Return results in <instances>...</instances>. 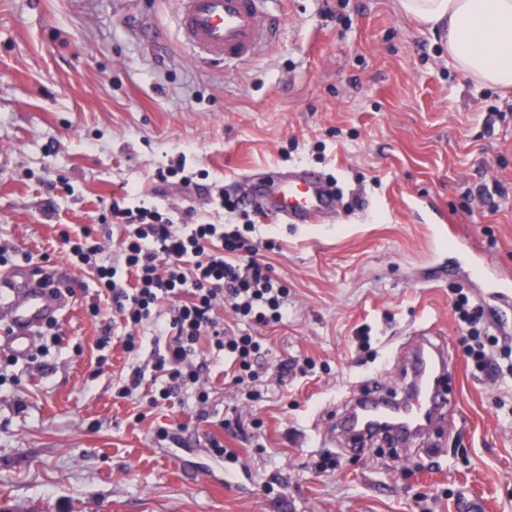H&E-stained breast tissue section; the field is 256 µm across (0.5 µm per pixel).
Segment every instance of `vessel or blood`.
Instances as JSON below:
<instances>
[{
  "instance_id": "b4317fda",
  "label": "vessel or blood",
  "mask_w": 512,
  "mask_h": 512,
  "mask_svg": "<svg viewBox=\"0 0 512 512\" xmlns=\"http://www.w3.org/2000/svg\"><path fill=\"white\" fill-rule=\"evenodd\" d=\"M268 0H180L176 26L181 37L213 61L256 56L272 44L283 26V16L268 11ZM245 204L278 217L287 224H314L335 212L338 200L324 175L300 166L288 172H270L265 183L243 190ZM68 305L62 291L50 278L34 279L20 266L0 275V319L8 331L0 341L14 354L29 355L37 331L59 320ZM451 362L444 348L433 342L429 329L418 332L411 363L413 382L409 395L398 406L408 428L395 431L391 440L405 444L423 434L434 420L446 415L444 386ZM392 401L379 390L361 397L356 412L382 421L393 414Z\"/></svg>"
}]
</instances>
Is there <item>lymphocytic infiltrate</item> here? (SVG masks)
I'll return each mask as SVG.
<instances>
[{
    "label": "lymphocytic infiltrate",
    "mask_w": 512,
    "mask_h": 512,
    "mask_svg": "<svg viewBox=\"0 0 512 512\" xmlns=\"http://www.w3.org/2000/svg\"><path fill=\"white\" fill-rule=\"evenodd\" d=\"M111 214L121 229V266L101 262L105 245L94 227L83 226L74 235L64 231L60 237L69 262L94 273L100 300L89 306V315H109L130 353L141 346V330L153 333L149 368L133 367L121 395L131 396L148 378L155 386L149 406H160L188 389L199 404H206L204 382L214 353L232 357L234 383L254 378L252 363L261 344L251 334L226 328L220 310L230 307L237 319L258 323L281 320L288 290L259 259V243L220 224L179 226L156 210L136 212L116 203ZM455 312L473 340L468 359L476 367H491L493 351L482 339L478 307L462 296Z\"/></svg>",
    "instance_id": "f902f5d3"
}]
</instances>
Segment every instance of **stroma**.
<instances>
[{
	"instance_id": "stroma-1",
	"label": "stroma",
	"mask_w": 512,
	"mask_h": 512,
	"mask_svg": "<svg viewBox=\"0 0 512 512\" xmlns=\"http://www.w3.org/2000/svg\"><path fill=\"white\" fill-rule=\"evenodd\" d=\"M179 0H0V247L43 265L73 299L63 345L18 358L0 346V503L13 512H512V370H470L458 293L489 308L464 274L430 281L425 208L444 211L512 276V90L475 83L439 34L398 0H281L278 39L247 61L193 58ZM184 164L195 180L159 183ZM301 165L343 193L318 224L255 217L272 275L288 288L278 323H242L262 344L250 388L221 367L199 406L148 404L150 383L118 395L120 372L149 360L112 341L90 275L59 238L96 226L115 260L113 200L243 225L215 198ZM433 328L456 360L454 422L409 447L352 450L345 402L382 380L401 396L414 332ZM308 359L307 375L282 366ZM208 422H197L199 411ZM221 435L227 456L207 445Z\"/></svg>"
}]
</instances>
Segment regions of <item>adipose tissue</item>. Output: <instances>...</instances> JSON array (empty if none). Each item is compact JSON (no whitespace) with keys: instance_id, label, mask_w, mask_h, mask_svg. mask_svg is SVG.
<instances>
[{"instance_id":"ef3b65f1","label":"adipose tissue","mask_w":512,"mask_h":512,"mask_svg":"<svg viewBox=\"0 0 512 512\" xmlns=\"http://www.w3.org/2000/svg\"><path fill=\"white\" fill-rule=\"evenodd\" d=\"M400 6L443 32L456 69L483 84L512 87V0H400Z\"/></svg>"}]
</instances>
